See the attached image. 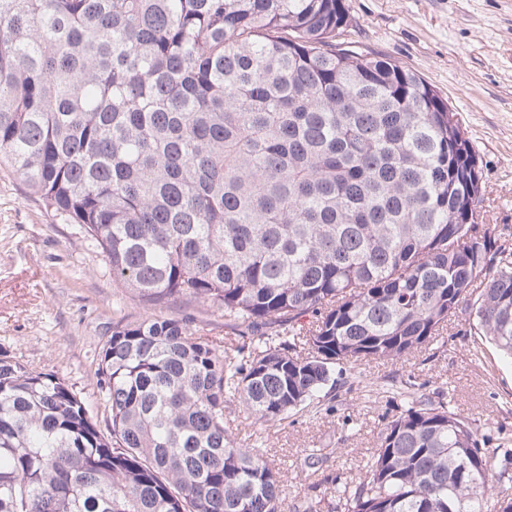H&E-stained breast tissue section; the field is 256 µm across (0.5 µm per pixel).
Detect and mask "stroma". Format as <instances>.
<instances>
[{"mask_svg":"<svg viewBox=\"0 0 512 512\" xmlns=\"http://www.w3.org/2000/svg\"><path fill=\"white\" fill-rule=\"evenodd\" d=\"M345 3L350 23L341 41L391 57L447 100L479 160L491 222L512 225V0ZM168 314L193 319L217 346L230 333L221 313L196 301L177 303ZM146 315L113 284L102 254L81 238L78 225L56 221L1 165L0 357L56 373L102 422L98 350L113 321ZM409 378L474 420L487 448L512 436V360L455 318L417 359L377 360L343 373L333 397L271 429L267 449L284 468L285 504L327 496L301 470L305 449H325L323 474L360 477L382 415L396 412L390 394Z\"/></svg>","mask_w":512,"mask_h":512,"instance_id":"obj_1","label":"stroma"}]
</instances>
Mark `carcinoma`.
Returning a JSON list of instances; mask_svg holds the SVG:
<instances>
[{"instance_id":"carcinoma-1","label":"carcinoma","mask_w":512,"mask_h":512,"mask_svg":"<svg viewBox=\"0 0 512 512\" xmlns=\"http://www.w3.org/2000/svg\"><path fill=\"white\" fill-rule=\"evenodd\" d=\"M348 23L344 0H0V163L150 311L99 348L103 426L0 359V512H283L264 434L337 366L411 357L463 313L512 358V227L469 138L418 74L337 42ZM177 300L234 336L163 315ZM396 395L364 474L312 488L343 512H512V448ZM175 318H191L199 324L203 338L214 345H224V337L231 334V330L224 326V316L219 312H214L208 306L196 302H180L173 305L167 312Z\"/></svg>"}]
</instances>
